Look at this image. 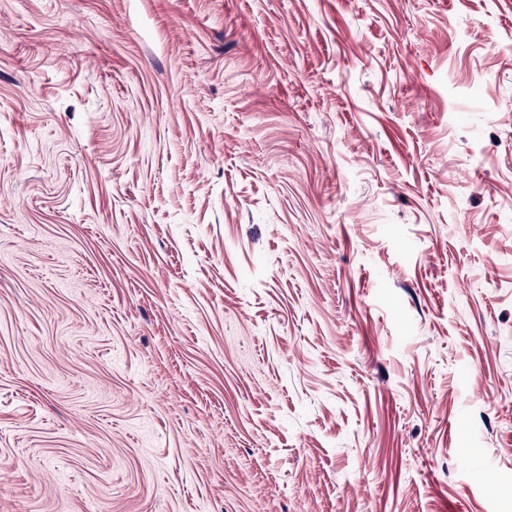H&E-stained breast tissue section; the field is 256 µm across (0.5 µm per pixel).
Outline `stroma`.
Instances as JSON below:
<instances>
[{"mask_svg":"<svg viewBox=\"0 0 512 512\" xmlns=\"http://www.w3.org/2000/svg\"><path fill=\"white\" fill-rule=\"evenodd\" d=\"M0 512H512V0H0Z\"/></svg>","mask_w":512,"mask_h":512,"instance_id":"1","label":"stroma"}]
</instances>
